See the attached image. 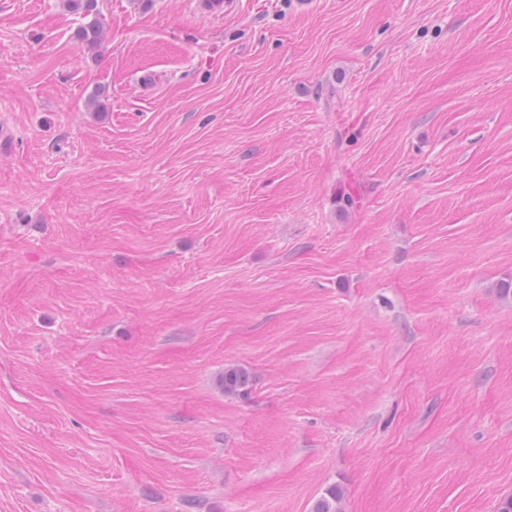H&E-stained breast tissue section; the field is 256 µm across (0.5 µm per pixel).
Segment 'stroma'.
Wrapping results in <instances>:
<instances>
[{"label":"stroma","instance_id":"1","mask_svg":"<svg viewBox=\"0 0 512 512\" xmlns=\"http://www.w3.org/2000/svg\"><path fill=\"white\" fill-rule=\"evenodd\" d=\"M98 8L0 0V512H497L512 0ZM98 0H64L65 6L85 20L77 31L78 41L82 46L94 48L100 45L102 23L99 17ZM252 383L251 374L243 367H227L224 369L217 385L224 392V395L232 397H243L250 391Z\"/></svg>","mask_w":512,"mask_h":512}]
</instances>
